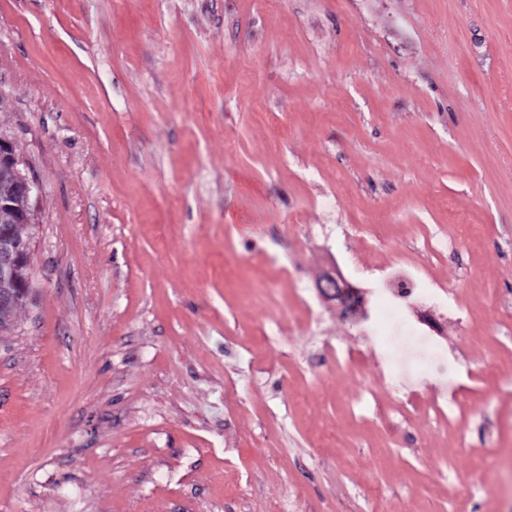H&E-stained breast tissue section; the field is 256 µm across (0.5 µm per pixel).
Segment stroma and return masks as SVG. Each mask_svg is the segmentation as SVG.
<instances>
[{
  "instance_id": "1",
  "label": "stroma",
  "mask_w": 512,
  "mask_h": 512,
  "mask_svg": "<svg viewBox=\"0 0 512 512\" xmlns=\"http://www.w3.org/2000/svg\"><path fill=\"white\" fill-rule=\"evenodd\" d=\"M0 139V512H512V0H0ZM386 269L447 379L369 336ZM8 148V142L0 139V167L2 162H6L10 169V172H7L2 175L0 174V198H7L13 204V211L9 214L12 218L18 223L17 231L28 240L26 236H24L22 232V228L25 224H29L28 221L31 220L30 200L32 196L36 193V184L34 181L22 176L17 170V159L9 156V154H5ZM14 176V187L18 194L22 195L23 198L26 199L27 203L24 199H22L17 193L12 191V183ZM29 260L28 243L15 236L12 224L0 220V287L1 284L15 287L0 289L1 323L10 322L13 308L28 298L29 289L20 272L27 267Z\"/></svg>"
}]
</instances>
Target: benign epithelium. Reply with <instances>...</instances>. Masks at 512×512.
Segmentation results:
<instances>
[{
  "label": "benign epithelium",
  "instance_id": "obj_1",
  "mask_svg": "<svg viewBox=\"0 0 512 512\" xmlns=\"http://www.w3.org/2000/svg\"><path fill=\"white\" fill-rule=\"evenodd\" d=\"M8 142L0 139V163L10 166L14 176V187L18 194L31 200L36 193L34 181L22 176L17 170V159L6 154ZM30 260L29 245L17 238L12 225L0 221V322L10 321L13 308L27 300L29 289L22 271ZM328 284L335 288L334 297L342 307V313L353 316L357 313L358 300L354 294L340 287L335 281Z\"/></svg>",
  "mask_w": 512,
  "mask_h": 512
}]
</instances>
